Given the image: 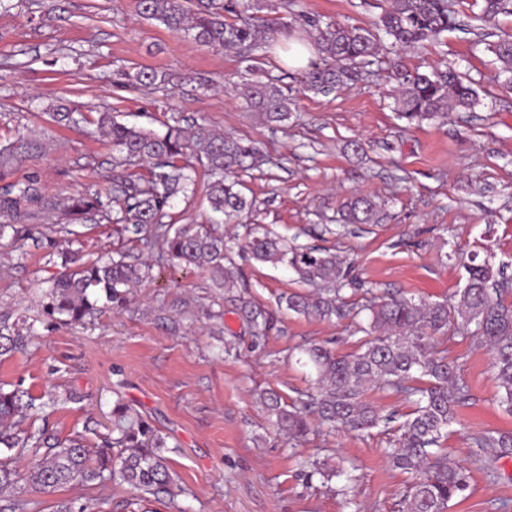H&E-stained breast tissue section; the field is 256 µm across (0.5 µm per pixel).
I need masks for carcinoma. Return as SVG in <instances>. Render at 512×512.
Segmentation results:
<instances>
[{
  "label": "carcinoma",
  "mask_w": 512,
  "mask_h": 512,
  "mask_svg": "<svg viewBox=\"0 0 512 512\" xmlns=\"http://www.w3.org/2000/svg\"><path fill=\"white\" fill-rule=\"evenodd\" d=\"M139 7L142 16L172 32H191L205 46L234 49L254 62L251 71L257 78L246 87V107L267 123L289 119L290 95L276 79L260 76L262 52L281 33L279 22L256 15L262 9L261 0H139ZM500 15H512V0H483L484 21L492 23ZM303 21L322 63L312 64L305 72L302 89L316 95H328L363 80L368 68L381 62L388 40L394 47L418 48L461 28L449 0H391L390 9L368 27L323 25L308 15ZM486 50L500 62L503 85L512 90V33H501L498 40L487 43ZM391 73L397 83L394 110L410 122L445 118L450 112L471 110L479 101L472 84L444 62L421 72L395 59ZM123 76L124 86L130 88L170 81L166 73L146 68ZM96 125L111 140L116 163L137 159L150 165L147 176H129L115 186L122 221L137 233L154 232L162 240L166 260L204 269L217 287L234 288L235 273L226 261L237 246L236 239L216 236L201 224L175 226L163 219L173 198L190 180L178 161L191 149L211 176L207 188L211 212L223 216L226 224L237 223L251 207L239 189L237 174L263 162L254 142L223 133L187 138L176 128L159 134L119 123L106 109L98 113ZM56 207V201L45 196L33 178L0 187V239L9 236L17 241L30 236L25 221ZM63 212L68 224L97 217L112 221V215L102 210L98 193L88 190L68 197ZM383 219L381 205L368 197H355L343 206L345 224H379ZM242 249L259 263L292 269L300 281L313 287L307 293L284 296L286 310L328 321L355 320L362 313L344 298V292L355 289L357 282L331 250L290 244L268 233L253 236ZM62 267L42 304L43 316L51 323L80 324L103 309L123 308L130 289L150 270L148 264L130 263L123 256L80 263L75 256L65 255ZM464 269V287L445 302L372 297L368 325L373 335L361 340L351 354L338 355L324 344L301 350L316 373L315 393L307 396V403L322 424L358 432L390 428L394 416L382 414L367 400L370 391L391 392L412 404L410 417L394 428V446L385 449L390 466L407 475L399 512H447L449 503L469 486V471L449 461L440 445L444 431L456 419V407L465 404L470 393L457 382L454 362L438 349L439 337L469 335L488 349L502 391L501 404L512 412V303L505 298L509 282L487 260L473 258ZM240 311L255 341L265 339L269 314L248 300L241 301ZM23 340L10 326H0V355L19 348ZM259 402L288 444L301 442L309 433L306 416L277 392H261ZM45 407V403L37 407L32 400H23L18 390L0 387V447L10 452L0 460V512H30L34 507L30 500L4 495L22 480L50 493L76 481L125 484L137 492V497L126 502L128 512H136L133 506L150 497L173 499L181 493L164 455L165 437L130 405L115 401L110 436L100 448L87 447L79 435L51 444L43 431L15 432L28 412H42ZM472 444L475 460L490 474L498 459L512 455L511 434L485 431L473 437ZM18 448L34 457L24 472L12 464L11 451ZM307 468L308 477L317 475L324 483L344 475L343 470L317 460L307 463Z\"/></svg>",
  "instance_id": "obj_1"
}]
</instances>
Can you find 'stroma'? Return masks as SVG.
Returning a JSON list of instances; mask_svg holds the SVG:
<instances>
[{
  "instance_id": "1",
  "label": "stroma",
  "mask_w": 512,
  "mask_h": 512,
  "mask_svg": "<svg viewBox=\"0 0 512 512\" xmlns=\"http://www.w3.org/2000/svg\"><path fill=\"white\" fill-rule=\"evenodd\" d=\"M455 5L471 34L451 31L441 43L401 57L424 71L448 62L477 89L473 110L419 124L398 119L394 83L382 64L329 96L302 92L301 72L285 61L288 42L281 37L262 64L293 99L289 120L277 125L244 109L249 61L143 18L138 0H0V145L20 137L31 145L0 169V186L34 175L47 196L62 200L90 189L112 209L114 185L147 174L148 165L115 164L111 144L94 124L103 107L120 122L160 133L170 127L230 133L258 142L272 162L240 173L255 205L239 223L214 225L215 233L243 242L267 230L328 247L352 263L363 288L446 301L463 287L471 254L512 274V91L496 80L495 56L473 44L475 35L493 27L512 32V15L490 25L480 18L481 0ZM387 6L388 0H296L290 11L282 0H268L263 13L283 17L299 35L298 10L365 27ZM143 67L174 80L161 89L121 85V72ZM62 105L75 111L73 128L52 120ZM183 162L195 169L196 187L174 198L171 221L208 223L207 172L193 155ZM359 194L383 201L386 218L334 235L340 204ZM29 225L33 237L0 241V321H25L35 331L24 349L0 357V386L58 403L23 419L20 429H44L62 440L79 434L96 448L109 432L114 401L123 399L166 437L169 467L185 490L173 502H142L141 512H398L404 477L384 456L387 434L317 426L294 448L257 401L264 389L289 403L311 391L314 376L299 346L327 343L340 354L358 348L360 334L349 321L279 310L281 295L303 288L292 270L243 253L233 257L238 287L275 316L257 343L234 292L215 287L202 269L162 260L158 246L124 224L89 222L67 231L57 218L39 214ZM65 252L85 262L120 253L148 263L151 276L122 310L81 325L50 326L41 304ZM441 346L470 393L444 443L450 458L470 472L469 488L449 512H512V457L501 459L491 477L472 455L475 435L512 433L491 356L467 335L442 339ZM312 456L356 465L358 481L345 495L341 479L322 486L301 467ZM12 494L37 497L39 512H55L58 502L73 497L105 496L116 504L133 496L127 485L113 483L37 496L23 481Z\"/></svg>"
}]
</instances>
